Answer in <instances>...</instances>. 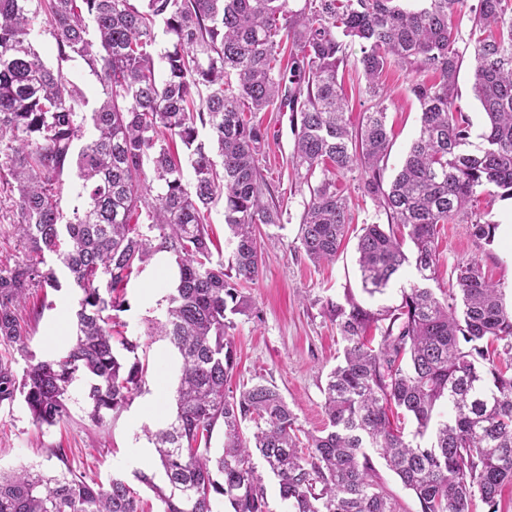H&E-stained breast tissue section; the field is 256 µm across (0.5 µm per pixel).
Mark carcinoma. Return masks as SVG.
<instances>
[{
	"instance_id": "obj_1",
	"label": "carcinoma",
	"mask_w": 512,
	"mask_h": 512,
	"mask_svg": "<svg viewBox=\"0 0 512 512\" xmlns=\"http://www.w3.org/2000/svg\"><path fill=\"white\" fill-rule=\"evenodd\" d=\"M143 2L0 0V185L18 193L13 228L24 248L22 260L0 262V408L20 400L34 425L56 426L69 416L72 384L82 375L91 422L101 427L119 415L141 392L144 368L123 355L137 342L125 338L122 350L114 348L112 312L124 308L131 275L167 253L177 281L145 335L178 353L175 412L163 428L146 431L163 484L135 473L159 512H218L226 503L231 512H270L255 454L291 512H400L377 481L373 452L420 512H469L477 496L498 512L501 488L512 483V308L504 284L487 280L476 259L452 267L447 290L428 282L439 276V226L464 224L489 242L498 225L472 219V198L479 188L512 197V0H424L421 8L401 0ZM43 13L58 61L78 57L98 79L100 100L90 113L63 68L47 66L34 48ZM465 17L473 91L487 117L474 148L469 117L455 103ZM159 26L169 46L156 57ZM355 41L361 56L352 61ZM350 65L365 81L359 94L372 102L356 128L338 80ZM392 67L412 77L421 117L386 185L382 76ZM281 95L292 112V163L309 192L298 249L317 264L336 259L354 220L336 180L356 170L358 190L388 224H365L358 237L363 290L387 288L409 262L407 241L418 275L395 307L372 310L348 294L326 300L344 347L322 387L326 424L318 434L302 427L274 385H232L237 351L228 315L254 314L242 283L259 276V225L280 224L285 204L267 198L264 132L248 113ZM199 124L209 127L213 148L198 140ZM71 172L85 199L66 220L59 199ZM219 203L233 245L227 262L213 260L207 224ZM59 269L80 291L75 335L38 359L27 341L45 304L29 300L61 289ZM371 328L380 333L375 346ZM17 353L27 360L21 375ZM407 422L415 424L410 440ZM219 425L224 445L214 451ZM0 512L146 510L124 478L89 482L52 448L45 464L0 469Z\"/></svg>"
}]
</instances>
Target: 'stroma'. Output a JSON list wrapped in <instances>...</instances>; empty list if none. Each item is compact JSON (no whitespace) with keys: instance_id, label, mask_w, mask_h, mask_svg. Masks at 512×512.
Instances as JSON below:
<instances>
[{"instance_id":"stroma-1","label":"stroma","mask_w":512,"mask_h":512,"mask_svg":"<svg viewBox=\"0 0 512 512\" xmlns=\"http://www.w3.org/2000/svg\"><path fill=\"white\" fill-rule=\"evenodd\" d=\"M34 45L48 66H62L84 97V111L98 104L100 85L82 60L58 63L55 41L45 23L34 31ZM382 80L388 90L387 126L392 150L384 172L392 179L419 126L420 107L410 91L411 78L397 68L385 72ZM265 132L260 163L275 197L287 206L280 226L269 227L274 241L262 256L258 281L248 285L247 293L258 309L256 317L235 316L232 334L237 349L235 381L263 380L275 385L309 431L323 428L321 388L336 365L343 344L335 323L326 313V299H343L352 293L365 306L378 309L401 301V291L416 282L413 264H406L383 293L363 292L357 264V231L374 221L375 207L361 197L351 177L338 178L336 184L348 196L356 216L335 262L317 265L297 248L296 236L302 201L305 197L293 174L290 162L294 134L291 114L286 108L270 107L257 113ZM476 212L485 214L498 229L492 242L471 238L463 225L440 227V287H448L454 264L478 259L492 280L512 289V198L479 193ZM167 285L160 278L156 263L147 264L133 274L124 290L125 309L118 312L113 332L115 339L137 341L136 356L146 369L145 382L129 407L102 427L88 420L82 386L72 391L69 418L57 426H35L23 404L0 409V468L11 469L45 461L49 449H64L71 465L88 479L107 482L120 476L133 480L137 471H154L153 448L142 433L143 426L163 425L175 410L174 394L179 364L166 342L146 336L147 319L158 316V303ZM49 306L36 322L28 342L29 350L43 358L59 352L72 334L71 310L78 293L69 287L49 291Z\"/></svg>"}]
</instances>
